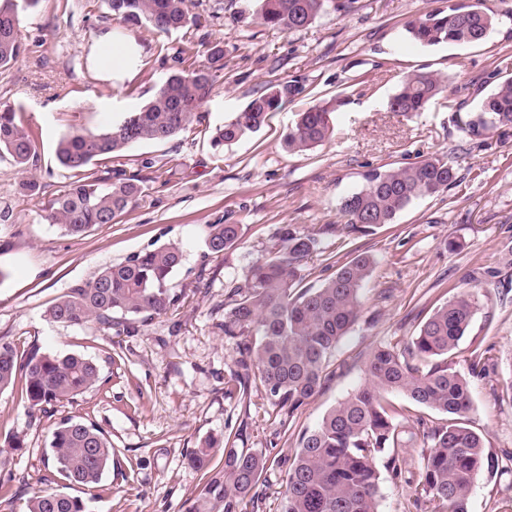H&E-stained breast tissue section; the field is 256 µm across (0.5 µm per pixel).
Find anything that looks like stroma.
<instances>
[{
    "label": "stroma",
    "mask_w": 512,
    "mask_h": 512,
    "mask_svg": "<svg viewBox=\"0 0 512 512\" xmlns=\"http://www.w3.org/2000/svg\"><path fill=\"white\" fill-rule=\"evenodd\" d=\"M478 3L498 16L485 41L431 47L409 41L405 25L446 9L448 0H357L350 13L326 10L291 33L260 25L254 0H195L198 25L170 33L113 18L105 0H39L21 12L25 52L0 69V110L20 108L36 157L25 171L0 157V341L21 355L36 347L89 358L101 380L49 415L30 407L20 387L0 392V445L22 441L0 455V512H22L40 490L51 433L67 418L96 422L112 443V469L98 487L60 478L53 485L82 498L87 512H192L201 487L223 471L224 452L212 451L202 469L188 457L228 434L237 449L268 460L246 512H280L285 459L303 431L363 383L367 353L404 346L435 308L466 289L480 292V308L452 362L460 371L474 355L485 363V372L469 378L470 426L499 462L495 476L474 482L468 512H512V131L471 138L458 127L512 78V17L505 14L512 0ZM105 34L134 47L130 73L105 80L94 71L92 45ZM203 39L221 42L224 70L201 107L202 121L94 167L136 177L142 192L133 205L80 236L50 223L52 199L76 179L56 160L60 138L105 131L138 110L176 70L175 51ZM415 72L446 78V92L424 111H389L399 79ZM294 78L304 80L305 93L270 113L260 132L212 148L214 129L258 91ZM316 104L333 107L332 137L302 153L286 151L285 136ZM428 157L452 161L457 184L414 201L393 223L346 232L339 203L362 187L366 170ZM226 221L241 225V238L232 250L212 253L206 227ZM282 224L321 242L307 284H315L324 255L373 260L362 314L336 347L340 370L291 418L263 388L227 394L239 354L220 329L227 288L266 255ZM170 244L182 253L169 280L178 299L140 331L47 318L72 286Z\"/></svg>",
    "instance_id": "stroma-1"
}]
</instances>
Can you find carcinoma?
Instances as JSON below:
<instances>
[{
  "instance_id": "cac0c4a2",
  "label": "carcinoma",
  "mask_w": 512,
  "mask_h": 512,
  "mask_svg": "<svg viewBox=\"0 0 512 512\" xmlns=\"http://www.w3.org/2000/svg\"><path fill=\"white\" fill-rule=\"evenodd\" d=\"M259 23L283 32L309 26L328 6L348 13L357 0H256ZM112 16L136 20L171 32L192 25V0H107ZM15 21L0 30V68L17 62L23 51L18 4L5 0L0 22ZM495 25V16L461 0L448 10L426 14L406 24L408 37L424 46L477 44ZM181 68L169 74L151 99L135 111L138 118L100 132L61 138L56 157L61 166L86 176L57 195L49 219L73 236L91 227L110 224L141 193L135 179L107 171L104 177L86 172L101 158L118 157L139 142L173 138L202 120L200 107L217 73L224 69V47L202 40L183 47L176 57ZM447 90V80L431 73L408 74L388 101L392 112H420ZM306 91L299 78L273 84L216 129L212 146L222 149L257 133L268 114ZM325 105L300 113L284 139L293 153L305 152L328 140ZM512 128V80L506 79L483 98L460 129L480 137L492 130ZM20 168L34 160L36 147L16 121L15 110L0 112V154ZM364 186L344 196L339 213L352 233L393 223L415 200L434 196L456 184L454 166L430 157L363 174ZM239 224H209L205 244L221 253L237 245ZM318 239L293 224H282L276 243L246 272L242 283L224 299V337L234 341L241 359L227 380V392L249 394L260 383L272 404L293 416L313 397L329 376L336 346L362 312L361 290L372 267L358 254L338 264L324 259L319 286H304L303 266L317 251ZM181 262L180 250L163 246L138 253L104 268L94 280L70 288L47 310L49 320L69 326L89 322L102 330L136 331L176 302L168 280ZM477 310L476 294L458 293L436 308L416 336L402 348L378 346L368 355L364 383L330 409L318 425L302 434L288 459L281 512H378L379 458L395 479L415 483L416 500L430 512H467L468 495L477 477L494 473L495 462L484 440L468 426L473 411L470 383L448 365V354L470 328ZM24 379L25 393L42 410L71 400L100 381L98 365L82 356L50 355L35 349L21 359L13 347L0 342V392ZM399 392L415 404L445 416V422L423 427L425 451L418 478L406 476L405 450L415 434L410 419L383 403V394ZM50 454L55 471L72 486L93 487L112 467V443L92 421L68 419L52 432ZM267 468L259 453H244L234 440H224V472L203 487L194 512H241L243 500L257 489ZM24 512H87L84 501L56 491L41 490L25 502Z\"/></svg>"
}]
</instances>
